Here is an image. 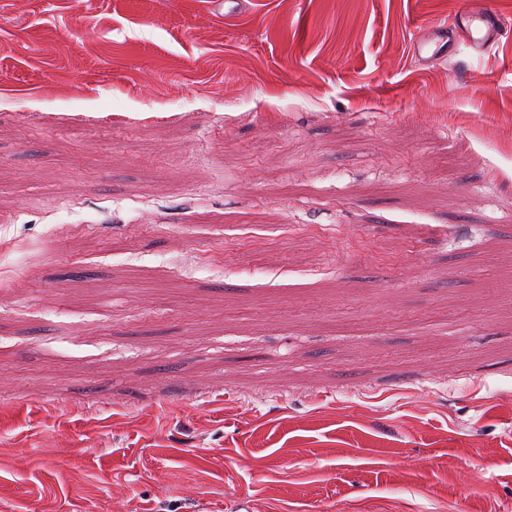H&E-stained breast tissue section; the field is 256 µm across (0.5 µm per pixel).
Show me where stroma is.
I'll return each instance as SVG.
<instances>
[{
	"label": "stroma",
	"mask_w": 512,
	"mask_h": 512,
	"mask_svg": "<svg viewBox=\"0 0 512 512\" xmlns=\"http://www.w3.org/2000/svg\"><path fill=\"white\" fill-rule=\"evenodd\" d=\"M1 209L0 512H512V0H0ZM471 32V47L477 52L488 50L497 42L501 26L498 19L490 13H477L467 20ZM447 45L448 28L446 25H442L433 33L418 37L415 40L416 51L423 60L433 59Z\"/></svg>",
	"instance_id": "obj_1"
}]
</instances>
